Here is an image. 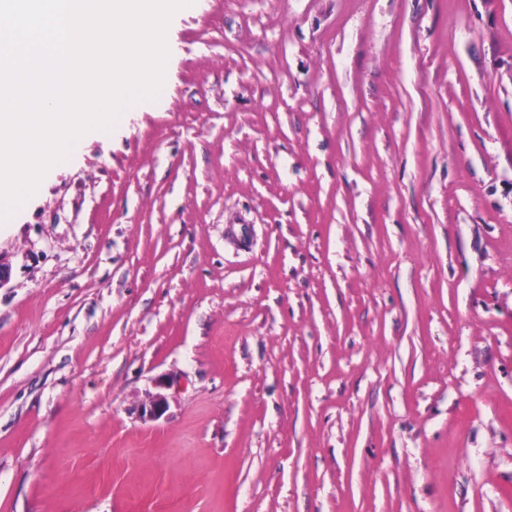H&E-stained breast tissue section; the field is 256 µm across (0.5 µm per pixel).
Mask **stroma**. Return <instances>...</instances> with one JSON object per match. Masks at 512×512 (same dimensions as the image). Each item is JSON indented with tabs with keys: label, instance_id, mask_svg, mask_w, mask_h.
<instances>
[{
	"label": "stroma",
	"instance_id": "obj_1",
	"mask_svg": "<svg viewBox=\"0 0 512 512\" xmlns=\"http://www.w3.org/2000/svg\"><path fill=\"white\" fill-rule=\"evenodd\" d=\"M167 42L0 223V512H512V0Z\"/></svg>",
	"mask_w": 512,
	"mask_h": 512
}]
</instances>
